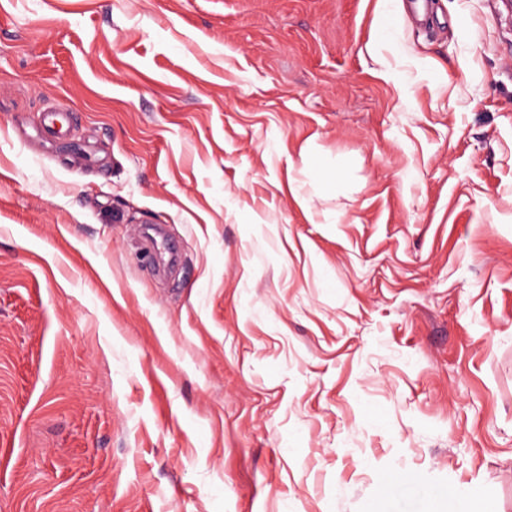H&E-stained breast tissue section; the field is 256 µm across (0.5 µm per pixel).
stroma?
I'll return each instance as SVG.
<instances>
[{"label": "stroma", "instance_id": "35a3bbf8", "mask_svg": "<svg viewBox=\"0 0 512 512\" xmlns=\"http://www.w3.org/2000/svg\"><path fill=\"white\" fill-rule=\"evenodd\" d=\"M464 498L512 512L504 0H0V512Z\"/></svg>", "mask_w": 512, "mask_h": 512}]
</instances>
